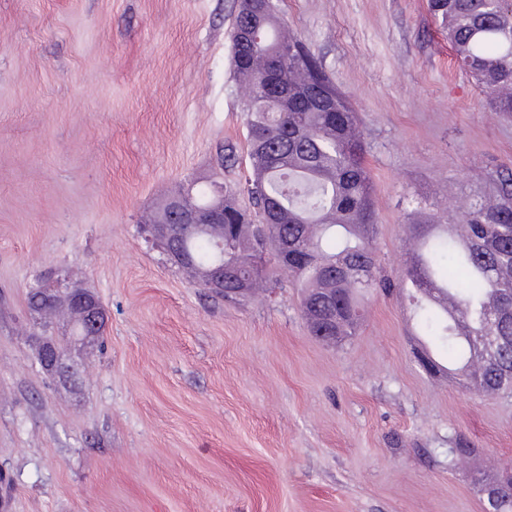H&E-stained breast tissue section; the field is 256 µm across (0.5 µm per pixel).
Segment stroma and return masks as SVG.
<instances>
[{
	"label": "stroma",
	"instance_id": "obj_1",
	"mask_svg": "<svg viewBox=\"0 0 512 512\" xmlns=\"http://www.w3.org/2000/svg\"><path fill=\"white\" fill-rule=\"evenodd\" d=\"M360 121L381 274L404 224L495 199L512 115L492 111L427 0H274ZM237 0H0V512H485L512 463V394L427 374L405 292L345 344L309 332L296 277L230 302L193 285L143 217L182 182L248 169ZM66 278L102 343L27 306ZM62 346L52 379L38 339ZM474 457L449 465L455 440ZM508 466L512 467V464H506L505 466L501 467L500 469L492 471L491 474H481V476L478 478L479 485L481 486V491L484 494L487 490V488L494 486L499 482V486H496V488L489 493H487V498L489 501L494 504L496 500V496L502 492V490L506 487H511L512 485V470H503V468H506ZM502 471L503 478L499 481V475ZM485 495V494H484ZM486 498V500H487Z\"/></svg>",
	"mask_w": 512,
	"mask_h": 512
}]
</instances>
